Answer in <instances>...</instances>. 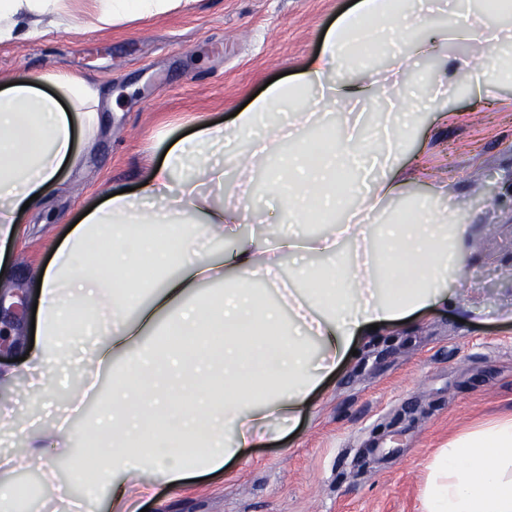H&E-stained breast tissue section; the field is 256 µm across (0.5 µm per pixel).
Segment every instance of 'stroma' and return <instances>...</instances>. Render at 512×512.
Returning <instances> with one entry per match:
<instances>
[{
    "instance_id": "obj_1",
    "label": "stroma",
    "mask_w": 512,
    "mask_h": 512,
    "mask_svg": "<svg viewBox=\"0 0 512 512\" xmlns=\"http://www.w3.org/2000/svg\"><path fill=\"white\" fill-rule=\"evenodd\" d=\"M354 0H192L183 9L100 31L61 30L0 44V76L68 72L100 86L93 141L43 207L23 217L6 262L35 302L34 271L109 184L136 187L168 144L230 116L274 76L302 72ZM492 109L455 98L447 123L425 114L407 143L421 167L408 188L447 181L470 216L471 257L453 287L461 306L408 317L366 336L311 394L296 430L263 439L216 473L153 483L149 512H421L440 448L512 418V87ZM497 176L487 198L480 176ZM53 375L51 396L0 389L14 409L11 451L26 454L30 420L55 415L80 387Z\"/></svg>"
}]
</instances>
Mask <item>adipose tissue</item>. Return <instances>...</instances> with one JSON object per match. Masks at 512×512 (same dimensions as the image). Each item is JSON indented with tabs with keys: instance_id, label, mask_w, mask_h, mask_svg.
I'll return each mask as SVG.
<instances>
[{
	"instance_id": "adipose-tissue-1",
	"label": "adipose tissue",
	"mask_w": 512,
	"mask_h": 512,
	"mask_svg": "<svg viewBox=\"0 0 512 512\" xmlns=\"http://www.w3.org/2000/svg\"><path fill=\"white\" fill-rule=\"evenodd\" d=\"M182 0H93L83 17L68 0H0V43L40 37L61 26L104 30L167 13ZM446 16L444 24L433 14ZM512 15L505 0H357L327 30L321 51L298 76L270 85L230 126L202 125L167 149L136 192L105 190L101 202L69 229L43 267L34 346L0 372V384L27 383L39 394L51 372L67 370L70 349L85 350L91 378L112 380L106 438L92 452L71 447L64 422L33 432L27 458L1 456L0 470L39 463L40 494L58 490L56 457L73 462L84 499L107 487L113 512H127L150 491L145 477L179 484L217 472L256 439L291 433L311 393L372 329L389 331L409 316L458 304L450 281L470 257L469 226L441 200L448 184L390 209L413 179L408 131L418 111L407 77L419 58L439 63L436 96L465 87L480 98L512 86ZM469 51H450L451 42ZM388 53L390 67L373 61ZM102 93L69 73L12 78L0 89V249L15 240L23 204L47 196L82 154L78 138L94 132ZM378 106L373 137L364 110ZM344 125L327 144L309 139L327 114ZM250 138L248 152L238 140ZM293 151L287 183H273L289 235L241 231L250 208L251 173L278 144ZM241 176L235 204L224 201V169ZM361 207L335 216L347 200ZM308 224H324L309 234ZM111 242L94 260L92 245ZM230 240L229 253L200 249ZM158 256L160 287L148 290L135 268ZM304 252L293 281L280 280L282 256ZM276 289L269 304L254 289ZM219 290L204 292L206 284ZM92 332V343L83 335ZM319 347L308 353L309 342ZM422 512H512V420L465 434L428 466Z\"/></svg>"
}]
</instances>
